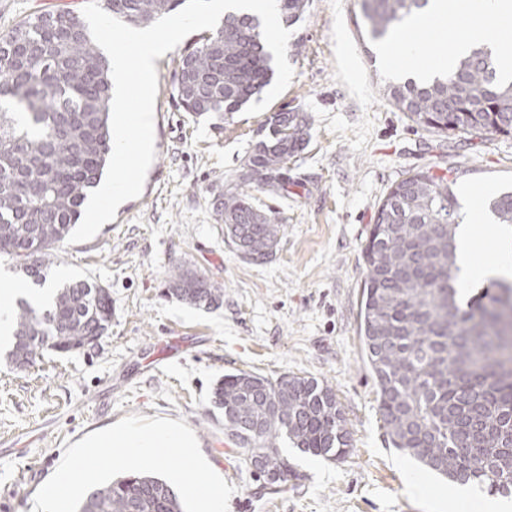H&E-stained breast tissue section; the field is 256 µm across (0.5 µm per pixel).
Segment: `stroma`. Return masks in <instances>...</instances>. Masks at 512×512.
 I'll list each match as a JSON object with an SVG mask.
<instances>
[{
  "instance_id": "1",
  "label": "stroma",
  "mask_w": 512,
  "mask_h": 512,
  "mask_svg": "<svg viewBox=\"0 0 512 512\" xmlns=\"http://www.w3.org/2000/svg\"><path fill=\"white\" fill-rule=\"evenodd\" d=\"M84 3L0 0V32ZM360 22L358 0H310L291 28V84L261 113L225 117L220 131L172 98L181 56L199 33L157 61L156 156L140 197L91 240L58 249L68 275L111 292L110 329L94 346L45 352L23 371L0 347V512H32L66 448L131 414L185 420L211 467L237 488L229 512H453L438 502L451 483L394 448L380 419L360 336L363 248L380 203L406 174L449 172L457 190L485 197L511 190L512 136H448L410 121L383 94L404 71L388 68ZM284 109L310 121L307 146L288 162L287 192L239 183L270 117ZM228 191L277 212L280 240L265 263L242 259L225 236L216 205ZM177 266L223 288L221 306L167 296ZM240 370L332 385L351 455L330 461L282 442L292 473L284 491L269 494L211 402L217 381ZM408 473L431 485L433 499L406 492Z\"/></svg>"
}]
</instances>
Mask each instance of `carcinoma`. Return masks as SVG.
I'll list each match as a JSON object with an SVG mask.
<instances>
[{
    "label": "carcinoma",
    "mask_w": 512,
    "mask_h": 512,
    "mask_svg": "<svg viewBox=\"0 0 512 512\" xmlns=\"http://www.w3.org/2000/svg\"><path fill=\"white\" fill-rule=\"evenodd\" d=\"M187 0H104L123 22L142 26ZM285 25L296 24L309 0H278ZM427 0H359L364 27L386 38ZM62 28L38 15L0 35V46L24 44L22 55L0 54V256L42 286L56 247L76 226L103 176L113 148L111 79L107 60L84 20L66 13ZM192 85L175 78L173 97L196 118H224L257 100L270 84L272 54L259 17L224 15L222 26L181 56ZM388 101L420 127L452 135L512 134V82L497 75L490 53L473 48L444 79L389 83ZM302 112L270 117V136L255 148L239 179L286 190L288 158L308 137ZM500 224H512V192L487 202ZM455 182L429 170L391 186L378 207L363 249L367 276L360 306L361 335L375 376L378 408L394 448L460 485L512 494V282L498 278L471 303L458 297ZM225 234L259 244L273 255L281 225L237 192L219 202ZM168 293L191 306L217 307L224 290L183 267L169 276ZM112 295L88 278L52 288L45 307L16 300L10 362L24 368L46 348L68 353L105 335ZM224 410V431L244 449L272 454L285 478L282 437L302 453L346 458L350 441L333 387L313 377L277 379L239 371L212 391ZM78 512H183L172 486L152 474L127 473L83 498Z\"/></svg>",
    "instance_id": "1"
}]
</instances>
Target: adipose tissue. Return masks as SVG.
Instances as JSON below:
<instances>
[{"instance_id": "1", "label": "adipose tissue", "mask_w": 512, "mask_h": 512, "mask_svg": "<svg viewBox=\"0 0 512 512\" xmlns=\"http://www.w3.org/2000/svg\"><path fill=\"white\" fill-rule=\"evenodd\" d=\"M428 28L439 38L452 40L451 53L438 67L446 73L473 47L498 53L501 41L512 38V0H429L405 21L398 40L381 48V56L403 60L419 56V35ZM496 63L504 77H512V56L498 53Z\"/></svg>"}]
</instances>
